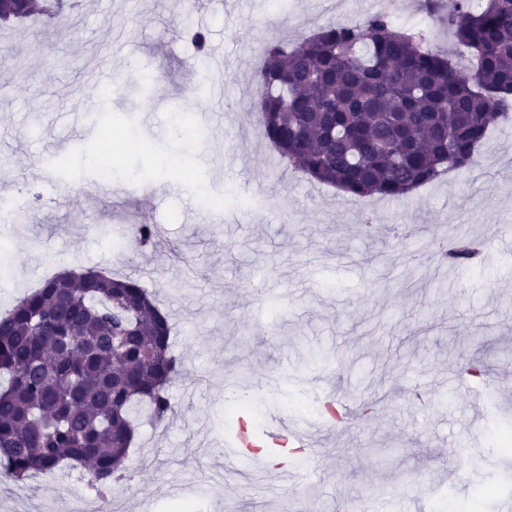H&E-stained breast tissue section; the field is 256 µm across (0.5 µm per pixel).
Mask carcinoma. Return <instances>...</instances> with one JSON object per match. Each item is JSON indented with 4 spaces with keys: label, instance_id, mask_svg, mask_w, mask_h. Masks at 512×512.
Returning <instances> with one entry per match:
<instances>
[{
    "label": "carcinoma",
    "instance_id": "obj_1",
    "mask_svg": "<svg viewBox=\"0 0 512 512\" xmlns=\"http://www.w3.org/2000/svg\"><path fill=\"white\" fill-rule=\"evenodd\" d=\"M455 54L385 14L331 22L268 44L252 102L280 160L354 198L398 199L471 162L512 109V0L453 3ZM466 236L441 259L470 264ZM172 324L139 281L58 273L0 315V474L24 481L63 465L106 499L127 477L140 411H174ZM468 375L490 384L478 358Z\"/></svg>",
    "mask_w": 512,
    "mask_h": 512
}]
</instances>
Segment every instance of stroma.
Masks as SVG:
<instances>
[{
  "label": "stroma",
  "instance_id": "1",
  "mask_svg": "<svg viewBox=\"0 0 512 512\" xmlns=\"http://www.w3.org/2000/svg\"><path fill=\"white\" fill-rule=\"evenodd\" d=\"M79 19L36 23L0 52V195L28 188L21 223L0 226L13 272L0 314L62 266L124 274L155 293L175 325L180 372L173 414L138 420L130 478L112 495L115 512H282L271 475L242 457L224 472V415L250 393L247 420L264 434L273 419L309 429L319 455L289 456L311 512L383 486V512H471L473 486L498 488L493 512L512 501V455L497 437L512 426V122L492 127L470 165L407 197L350 198L286 169L251 108L264 47L331 22L323 0H85ZM125 29L109 41V27ZM224 55V95L209 97L191 61V32ZM125 93L102 101L112 58ZM157 78L139 82L138 62ZM81 95L100 98V150L65 118ZM216 114L202 127L195 114ZM64 158L74 180H56L43 156ZM127 185L139 173L155 189L91 191L96 169ZM223 193V214L198 200ZM153 224V246H121L137 224ZM477 240L484 265L437 267L428 244L457 234ZM320 358L306 363V349ZM483 357L493 377H466ZM371 412L328 426L323 392ZM91 494L63 468L17 482L0 476V512H81Z\"/></svg>",
  "mask_w": 512,
  "mask_h": 512
}]
</instances>
